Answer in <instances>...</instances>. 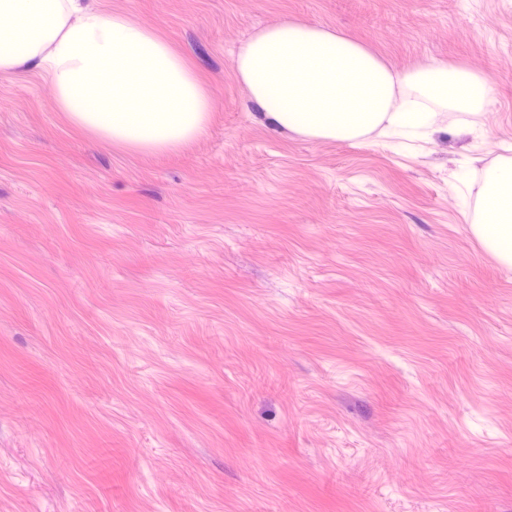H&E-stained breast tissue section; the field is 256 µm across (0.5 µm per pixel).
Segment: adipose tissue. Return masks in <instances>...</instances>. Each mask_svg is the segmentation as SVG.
I'll use <instances>...</instances> for the list:
<instances>
[{
    "label": "adipose tissue",
    "mask_w": 512,
    "mask_h": 512,
    "mask_svg": "<svg viewBox=\"0 0 512 512\" xmlns=\"http://www.w3.org/2000/svg\"><path fill=\"white\" fill-rule=\"evenodd\" d=\"M34 68L73 125L131 151L178 150L206 134L212 102L155 28L98 0H0V75ZM242 84L276 127L349 141L365 131L429 127L436 110L488 111L493 82L442 61L393 75L359 42L283 20L244 42ZM479 221L512 224V163L482 172Z\"/></svg>",
    "instance_id": "adipose-tissue-1"
}]
</instances>
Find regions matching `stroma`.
Masks as SVG:
<instances>
[{"label": "stroma", "instance_id": "1", "mask_svg": "<svg viewBox=\"0 0 512 512\" xmlns=\"http://www.w3.org/2000/svg\"><path fill=\"white\" fill-rule=\"evenodd\" d=\"M204 81L206 137L95 139L0 78V512H512V0H101ZM492 80L489 112L273 127L239 46L284 19ZM478 224H512V163L490 166L482 172Z\"/></svg>", "mask_w": 512, "mask_h": 512}]
</instances>
